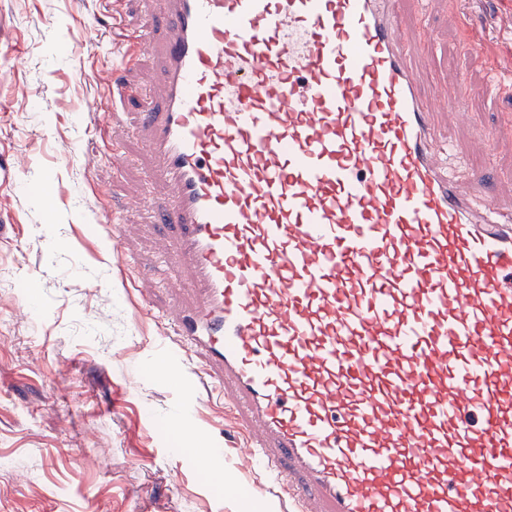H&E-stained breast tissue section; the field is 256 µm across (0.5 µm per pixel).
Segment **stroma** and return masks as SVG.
I'll return each instance as SVG.
<instances>
[{
    "label": "stroma",
    "mask_w": 512,
    "mask_h": 512,
    "mask_svg": "<svg viewBox=\"0 0 512 512\" xmlns=\"http://www.w3.org/2000/svg\"><path fill=\"white\" fill-rule=\"evenodd\" d=\"M420 31L418 73L442 104L465 83L475 108L448 157L461 190L512 211V11L491 0H399ZM150 0H0V43L13 47L0 78V157L22 158L0 183V512H282L260 473L235 451V425L209 398L202 361L162 358L173 343L165 285L137 288L166 242L156 216L164 185H149L136 134L140 104L157 93V62L124 65L114 16L140 24ZM476 41L467 50L466 40ZM141 89L118 102L124 122L90 111L105 99L102 70ZM487 172L483 183L472 170ZM146 198V206L132 200ZM137 225L108 249L98 219ZM224 455L202 478L204 449Z\"/></svg>",
    "instance_id": "35a3bbf8"
}]
</instances>
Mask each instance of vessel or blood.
<instances>
[{
  "instance_id": "b4317fda",
  "label": "vessel or blood",
  "mask_w": 512,
  "mask_h": 512,
  "mask_svg": "<svg viewBox=\"0 0 512 512\" xmlns=\"http://www.w3.org/2000/svg\"><path fill=\"white\" fill-rule=\"evenodd\" d=\"M153 2L173 330L240 453L300 512H512V225L441 164L396 0Z\"/></svg>"
}]
</instances>
